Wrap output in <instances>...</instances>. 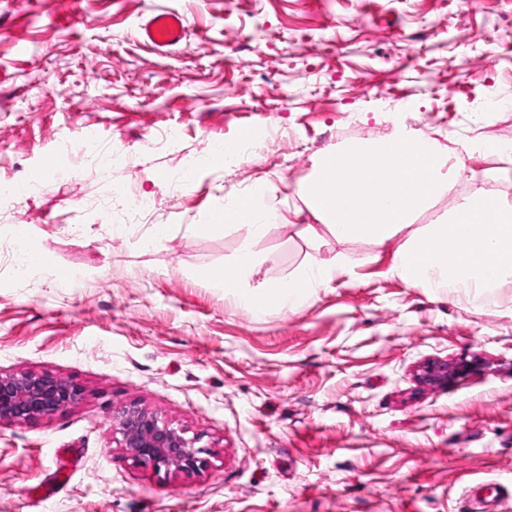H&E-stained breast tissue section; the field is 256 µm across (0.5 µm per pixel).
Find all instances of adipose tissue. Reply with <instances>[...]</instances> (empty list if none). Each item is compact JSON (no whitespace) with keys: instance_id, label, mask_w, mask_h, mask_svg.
<instances>
[{"instance_id":"obj_1","label":"adipose tissue","mask_w":512,"mask_h":512,"mask_svg":"<svg viewBox=\"0 0 512 512\" xmlns=\"http://www.w3.org/2000/svg\"><path fill=\"white\" fill-rule=\"evenodd\" d=\"M463 179L473 185L470 195L454 203L444 219L415 228V220ZM476 181L455 151L398 124L385 136L331 150L295 193L314 218L303 227L311 241H320L327 231L381 248L392 243L391 271L410 286L479 296L512 283V197L486 192ZM275 218L273 209L246 192L214 208L206 229L220 236L231 225L245 224L259 235ZM258 267L246 241L231 268L210 278L238 305L266 315L292 309L310 300L315 288L351 273L342 258L315 260L296 277L249 287Z\"/></svg>"}]
</instances>
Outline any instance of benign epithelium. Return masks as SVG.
<instances>
[{
  "instance_id": "7a95c632",
  "label": "benign epithelium",
  "mask_w": 512,
  "mask_h": 512,
  "mask_svg": "<svg viewBox=\"0 0 512 512\" xmlns=\"http://www.w3.org/2000/svg\"><path fill=\"white\" fill-rule=\"evenodd\" d=\"M464 370L463 366L433 367L426 378L449 381ZM82 397L80 386L49 373L0 372V429L49 418ZM112 431L121 436L120 448L127 458L157 473L194 474L207 465L200 437L187 436L185 429L136 402H122L112 411Z\"/></svg>"
}]
</instances>
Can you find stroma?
Segmentation results:
<instances>
[{
    "instance_id": "1",
    "label": "stroma",
    "mask_w": 512,
    "mask_h": 512,
    "mask_svg": "<svg viewBox=\"0 0 512 512\" xmlns=\"http://www.w3.org/2000/svg\"><path fill=\"white\" fill-rule=\"evenodd\" d=\"M184 17L159 52L142 24ZM484 96L512 100V0H0V179L47 171L61 143L95 132L127 165L77 153V178L36 203H0L27 246L80 281L15 286L0 272V372L49 373L83 400L0 430V512H470V487H502L512 512V284L487 297L414 288L391 249L312 244L294 193L325 151L406 124L458 148L512 142V112L475 124ZM266 125L260 153L198 165ZM190 181H183V174ZM253 189L279 217L253 240L258 288L311 259L345 257L347 281L255 317L202 278L232 265L248 228L202 224ZM153 196V223L112 234ZM166 240L144 247L154 224ZM466 363L448 383L434 364ZM135 401L201 438L200 473L127 459L111 406Z\"/></svg>"
}]
</instances>
